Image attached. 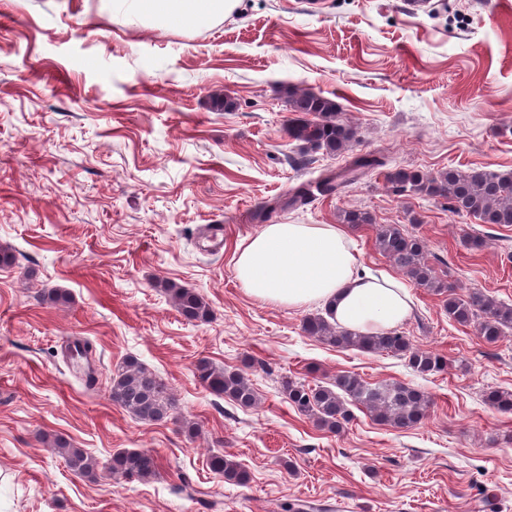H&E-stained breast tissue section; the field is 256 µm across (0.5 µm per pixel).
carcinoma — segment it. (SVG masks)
<instances>
[{
  "label": "carcinoma",
  "instance_id": "cac0c4a2",
  "mask_svg": "<svg viewBox=\"0 0 512 512\" xmlns=\"http://www.w3.org/2000/svg\"><path fill=\"white\" fill-rule=\"evenodd\" d=\"M288 101L291 111L300 113V117L289 121L288 137L303 143L304 150L341 156L358 141L356 127L342 119L339 105L333 99L290 87ZM386 165V157L381 154H357L343 168L323 172L315 185L302 184L285 200L275 198L264 202L256 217L262 218L271 209L303 205L314 190L324 195L333 194L359 176ZM386 179L398 193L410 192L446 200L448 210L456 215L472 216L484 224L512 226L511 174H491L483 170L462 172L450 168L429 175L396 167L387 172ZM340 220L356 229L374 223L369 212L358 209L342 211ZM375 247L418 286L443 296V308L448 318L463 326L475 325L485 342L493 344L505 331L512 330V304L481 291H473L466 298L459 296L452 285L436 275L427 261L425 243L419 236L404 232L398 224H381L376 228ZM163 288L185 320L196 323L209 320V304L199 292L175 282H166ZM302 329L306 335L336 348L353 347L400 356L420 375L433 374L444 368L440 356L415 349L402 332L394 329L376 336H364L339 326L328 308L308 316ZM70 353L72 358L89 364L96 349L90 339L80 338L70 346ZM195 372L200 382L218 397H225L241 407H251L257 400L252 384L240 370L217 368L202 358L195 365ZM283 387L288 402L299 414L313 420L318 428L332 433L341 432L350 420L349 399L366 409L376 421L400 428H411L420 423L430 402L427 393L418 388L369 383L350 374L336 376L329 385L311 386L288 379ZM483 398L491 408L512 411L511 391L489 389ZM109 399L148 423L167 420L175 408L167 384L134 358L125 360L112 374ZM56 451L73 472L86 477L95 475L98 463L84 449L72 448L59 440ZM207 463L211 472L227 482L239 485L247 482L246 471L227 455L213 454ZM110 469L114 476L148 480L156 475L158 460L147 450L124 449L112 456Z\"/></svg>",
  "mask_w": 512,
  "mask_h": 512
}]
</instances>
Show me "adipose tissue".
Wrapping results in <instances>:
<instances>
[{"instance_id":"adipose-tissue-1","label":"adipose tissue","mask_w":512,"mask_h":512,"mask_svg":"<svg viewBox=\"0 0 512 512\" xmlns=\"http://www.w3.org/2000/svg\"><path fill=\"white\" fill-rule=\"evenodd\" d=\"M240 0H112L137 18L171 27L230 16ZM235 276L249 296L288 309L330 306L339 324L364 335L398 328L410 315L408 289L362 267L340 224H267L237 245Z\"/></svg>"}]
</instances>
